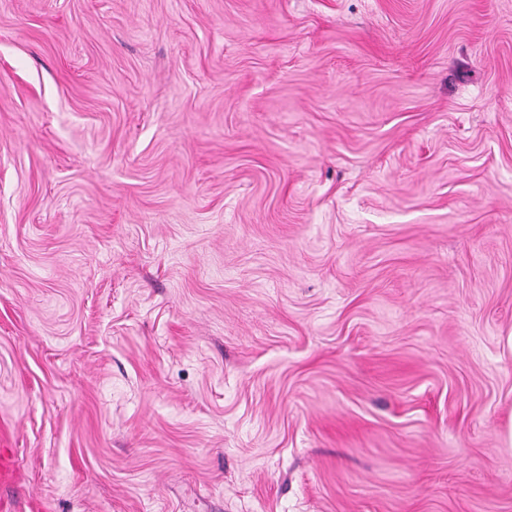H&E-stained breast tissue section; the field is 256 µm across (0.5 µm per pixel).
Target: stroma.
<instances>
[{
	"label": "stroma",
	"instance_id": "1",
	"mask_svg": "<svg viewBox=\"0 0 512 512\" xmlns=\"http://www.w3.org/2000/svg\"><path fill=\"white\" fill-rule=\"evenodd\" d=\"M0 449L45 512H512V0H0Z\"/></svg>",
	"mask_w": 512,
	"mask_h": 512
}]
</instances>
